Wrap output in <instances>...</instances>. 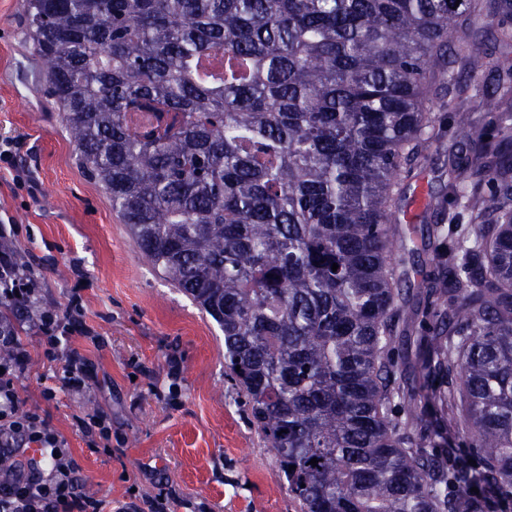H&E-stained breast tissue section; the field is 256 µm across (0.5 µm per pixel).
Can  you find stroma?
<instances>
[{
	"mask_svg": "<svg viewBox=\"0 0 512 512\" xmlns=\"http://www.w3.org/2000/svg\"><path fill=\"white\" fill-rule=\"evenodd\" d=\"M24 4L0 0V137L19 141L18 167L35 188H16L0 162V217L14 226L15 255L43 307L64 311L80 291L90 332L68 345L97 373L85 401L60 389L45 398L57 367L28 328L22 398L68 438L85 490L113 506L132 493L168 494L175 512H296L274 454L224 375L220 329L143 259L109 195L80 168L26 37ZM466 141L442 121L408 197H447L446 149ZM96 412L112 417L113 452H91L75 426Z\"/></svg>",
	"mask_w": 512,
	"mask_h": 512,
	"instance_id": "stroma-1",
	"label": "stroma"
}]
</instances>
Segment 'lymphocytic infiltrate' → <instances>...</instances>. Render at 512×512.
Returning a JSON list of instances; mask_svg holds the SVG:
<instances>
[{"label":"lymphocytic infiltrate","mask_w":512,"mask_h":512,"mask_svg":"<svg viewBox=\"0 0 512 512\" xmlns=\"http://www.w3.org/2000/svg\"><path fill=\"white\" fill-rule=\"evenodd\" d=\"M34 280L22 274L11 248L0 249V301L18 308L43 345V355L61 362L57 376L61 388L83 395L91 378V365L76 349H62L81 324V309L71 304L65 312L43 309ZM29 357L20 339L0 329V459L16 464L0 478V512H107L108 501L88 494L81 468L68 440L36 410L27 408L18 383ZM40 448V460L20 459L29 447Z\"/></svg>","instance_id":"obj_1"}]
</instances>
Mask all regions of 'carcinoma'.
<instances>
[{
    "mask_svg": "<svg viewBox=\"0 0 512 512\" xmlns=\"http://www.w3.org/2000/svg\"><path fill=\"white\" fill-rule=\"evenodd\" d=\"M490 2L511 50L512 0H26L85 175L224 333L297 512H478L484 480L512 504V67L472 35ZM463 95L448 203L471 193L474 221L433 198L436 223L403 225ZM0 324L23 331L7 303ZM413 329L439 384L406 394ZM431 402L477 465L409 431Z\"/></svg>",
    "mask_w": 512,
    "mask_h": 512,
    "instance_id": "carcinoma-1",
    "label": "carcinoma"
}]
</instances>
